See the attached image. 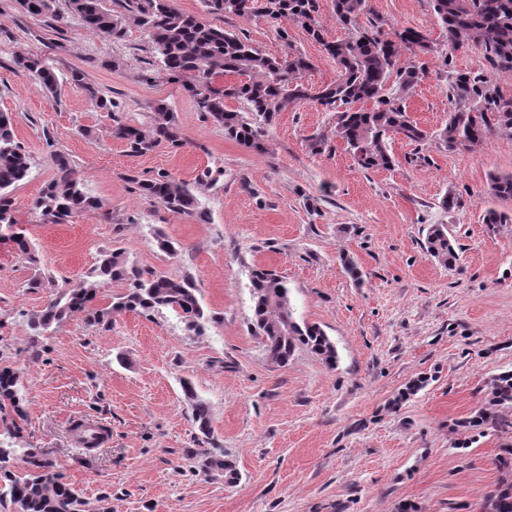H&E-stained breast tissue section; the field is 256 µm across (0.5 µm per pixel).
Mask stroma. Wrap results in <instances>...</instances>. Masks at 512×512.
<instances>
[{"label": "stroma", "mask_w": 512, "mask_h": 512, "mask_svg": "<svg viewBox=\"0 0 512 512\" xmlns=\"http://www.w3.org/2000/svg\"><path fill=\"white\" fill-rule=\"evenodd\" d=\"M127 0H108L126 36L107 42L56 0L57 18L32 17L0 0V112L14 119L30 162L13 190V214L34 259L0 243V368L26 392L17 445L47 452L87 512H477L505 476L512 432L466 421L492 375L512 371V223L489 233L485 209L512 215V201L486 192L490 174H512V133L471 152L436 141L392 143L391 169H361L343 146L312 150L331 117L305 101L267 126L257 153L206 120L184 80L157 66L148 38L128 22ZM391 27L444 33L430 0H369ZM260 52L295 45L331 82L336 65L299 26L282 42L266 19L209 16ZM42 56L64 77L46 93L18 71ZM80 72L82 84L69 83ZM440 61L409 93L407 110L430 132L452 108ZM111 99L99 109L90 91ZM175 116L181 146L134 155L111 130L149 128L154 107ZM102 203L68 224H47L30 203L56 172V155ZM167 173L190 184L206 220L140 197L133 178ZM464 205L441 207L446 194ZM444 224L459 256L451 267L426 248ZM175 253L161 251L158 237ZM174 278L192 276L214 320L201 333L170 310L122 311L111 327L68 316L35 336L32 315L85 278L101 251ZM264 266L288 283L298 322L336 344L335 368L307 348L273 364L251 331L250 272ZM43 287H32L34 278ZM191 382L211 412V442L236 483L205 475L202 436L182 389ZM91 421L109 440L93 453L72 441Z\"/></svg>", "instance_id": "1"}]
</instances>
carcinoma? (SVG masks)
I'll use <instances>...</instances> for the list:
<instances>
[{
    "instance_id": "1",
    "label": "carcinoma",
    "mask_w": 512,
    "mask_h": 512,
    "mask_svg": "<svg viewBox=\"0 0 512 512\" xmlns=\"http://www.w3.org/2000/svg\"><path fill=\"white\" fill-rule=\"evenodd\" d=\"M204 0L211 15L262 17L277 25L288 51L279 58L262 54L238 34L206 22L201 16L174 6V0H128L130 19L148 36L158 66L172 78L190 75L189 91L199 111L224 129V136L241 146L262 153L266 150L264 127L288 108L311 101L331 114V133L364 170L389 169L395 163L390 141L401 139L421 144L434 137L450 152H468L484 144L490 136L512 131V111L500 87L482 73L459 71L453 65L456 51L478 47L493 70L512 77V0H431L433 13L444 31L437 43L422 30L404 27L386 32V21L374 18L368 25L361 17L368 14V0H332V17L349 31L344 40L324 39L319 19V0ZM55 0H19L31 16H53ZM85 29L107 40H121L126 30L123 21L106 6V0H68ZM300 26L336 64V79L315 85L307 80L313 69L311 60L288 41L290 24ZM434 56L441 61L443 76L454 101L448 121L430 135L407 112L406 99L418 83L424 66L402 61L404 56ZM20 72L33 78L48 93H56L64 82L38 55L16 60ZM234 75L236 79L215 85L216 80ZM245 103L247 111L226 108V101ZM112 137L126 143L139 154L149 153L165 143L181 145L175 117L164 103L155 107L152 126L144 130L119 123ZM57 171L31 201V209L43 222L65 224L73 217L102 208L100 201L87 193L70 169L68 159L56 156ZM30 169L27 155L16 140L10 114L0 113V228H13L9 235L14 249L27 259L34 252L25 230L13 221L11 193ZM139 195L164 204L169 209L207 217L199 210L197 197L184 182L161 173L156 177L132 178ZM488 195L512 200V174H491ZM491 232L512 223L506 213L489 209L482 217ZM431 255L448 266L458 254L448 237L445 224H433L426 237ZM104 280H129L132 288L120 301L106 308H94L97 284ZM253 317L251 330L260 338L268 358L285 365L299 346H305L332 367L336 346L317 325L299 323L293 317L287 281L274 271L256 267L251 271ZM198 289L189 277L172 278L148 273L127 265L121 254L106 251L84 280L57 295L30 319V327L40 336L74 313H82L90 324H112V312L137 311L145 316L161 309L176 312L190 331L204 330L212 317L197 297ZM487 400L476 418L492 428L512 427L500 411L512 409V371L493 375L486 381ZM192 417L204 437L211 433L208 405L197 398L190 384L184 385ZM24 400L20 375L8 367L0 369V414L18 413ZM28 458L29 469L15 473L10 469L17 453ZM203 473L212 470L234 477L236 468L219 448L201 452ZM8 501L14 512H85V500L76 487L63 481L55 464L32 448L20 450L0 441V502ZM480 512H512V480L504 479L485 495Z\"/></svg>"
}]
</instances>
